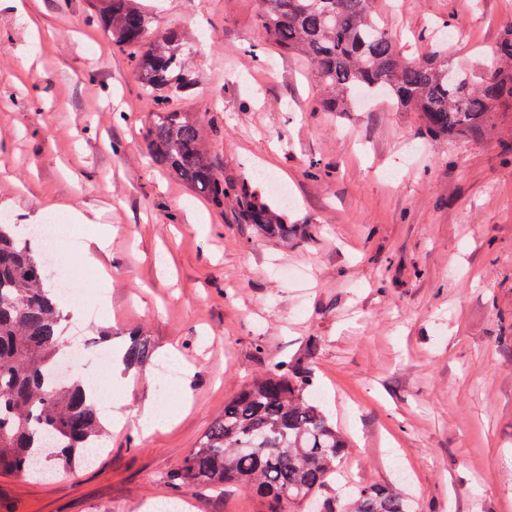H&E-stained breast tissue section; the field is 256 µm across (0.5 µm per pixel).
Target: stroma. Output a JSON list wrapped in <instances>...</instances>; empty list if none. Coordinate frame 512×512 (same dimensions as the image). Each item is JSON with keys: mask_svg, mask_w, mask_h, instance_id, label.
I'll list each match as a JSON object with an SVG mask.
<instances>
[{"mask_svg": "<svg viewBox=\"0 0 512 512\" xmlns=\"http://www.w3.org/2000/svg\"><path fill=\"white\" fill-rule=\"evenodd\" d=\"M180 30L199 81L174 107L217 116L225 178L282 181L298 234L282 246L210 208L146 159L154 107L128 54L85 0H0V211L55 215L92 255L108 318L80 314L70 341L146 332L151 360L116 366L126 425L70 476L0 474V512H266L229 485L178 491L170 473L226 400L314 348L319 400L351 440L339 481L407 474L414 512H512V153L439 141L416 113L380 103L326 112L306 62L264 40L259 0H147ZM409 57L439 20V46L473 69L512 23V0H376ZM319 167L320 178L309 175ZM107 245H100L103 229ZM169 400L144 435V406Z\"/></svg>", "mask_w": 512, "mask_h": 512, "instance_id": "35a3bbf8", "label": "stroma"}]
</instances>
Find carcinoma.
<instances>
[{
  "label": "carcinoma",
  "mask_w": 512,
  "mask_h": 512,
  "mask_svg": "<svg viewBox=\"0 0 512 512\" xmlns=\"http://www.w3.org/2000/svg\"><path fill=\"white\" fill-rule=\"evenodd\" d=\"M94 21L132 56L141 95L154 104L147 130L150 159L217 209L230 208L268 240L296 235L287 210L265 201L244 177L227 181L211 150L212 122L169 100L195 88L181 33L154 24L140 0H86ZM266 40L309 63L326 112H354L359 96L384 95L401 112H416L435 139H494L512 149V24L489 47L490 65L468 77L436 51L413 59L397 50L375 0H260ZM44 250L18 224L0 222V471L33 476L50 457L72 473L100 447L105 429L95 396L57 374L62 354L58 288L50 284ZM121 360L151 359L140 332L129 333ZM311 363L280 362L252 379L213 420L198 448L169 476L180 488L237 485L261 496L268 512H408L397 485L356 486L344 498L325 496L350 447L308 392Z\"/></svg>",
  "instance_id": "1"
}]
</instances>
